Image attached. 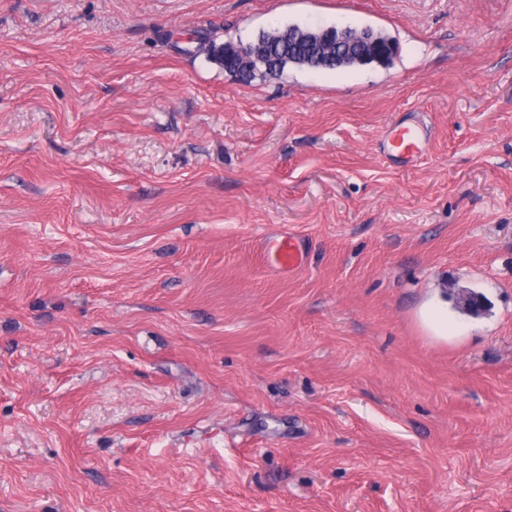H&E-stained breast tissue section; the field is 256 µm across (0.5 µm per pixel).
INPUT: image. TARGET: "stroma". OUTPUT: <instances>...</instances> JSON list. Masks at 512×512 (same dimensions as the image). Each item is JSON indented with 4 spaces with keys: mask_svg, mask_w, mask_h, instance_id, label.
Returning <instances> with one entry per match:
<instances>
[{
    "mask_svg": "<svg viewBox=\"0 0 512 512\" xmlns=\"http://www.w3.org/2000/svg\"><path fill=\"white\" fill-rule=\"evenodd\" d=\"M0 512H512V0H0ZM270 28L246 43L227 42L222 50L213 45L208 49L210 58L226 73L240 80H249L257 74L279 77L292 66L345 70L369 65L360 61L355 49L352 54L336 52L335 38H320L323 30L330 29L335 33L337 26L292 24L284 27L272 25ZM231 48L249 50L248 60H241L237 53L234 57ZM387 141L408 163L417 161L426 152L427 136L415 126L391 131L387 135ZM270 252L273 263L285 271L298 269L304 260L300 243L292 237L276 241Z\"/></svg>",
    "mask_w": 512,
    "mask_h": 512,
    "instance_id": "obj_1",
    "label": "stroma"
}]
</instances>
